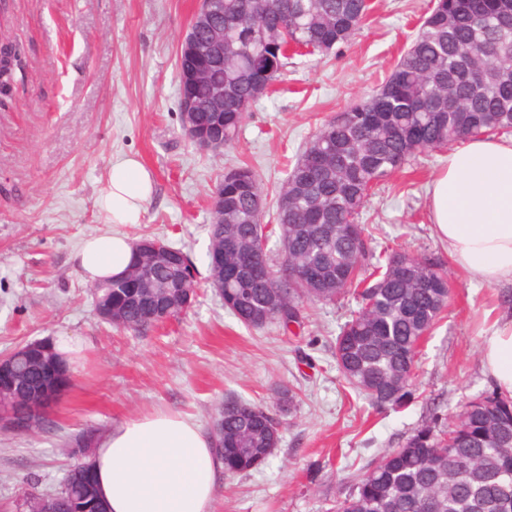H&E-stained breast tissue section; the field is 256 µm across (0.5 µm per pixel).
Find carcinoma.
<instances>
[{"mask_svg":"<svg viewBox=\"0 0 512 512\" xmlns=\"http://www.w3.org/2000/svg\"><path fill=\"white\" fill-rule=\"evenodd\" d=\"M210 26L196 31L201 43L224 30V60L194 87L197 130H211L212 85L224 84V146L231 145L258 89L273 92L289 52L327 54L351 42L363 25L368 0H220ZM507 0H434L415 38L370 97L324 123L306 144L281 185L275 206L281 256L266 249L274 230L262 222L267 198L247 165L224 172V204L210 212L207 281L226 308L246 326L277 323L286 332L302 325L305 304L330 303L347 291L359 307L336 337L334 356L342 376L376 408H401L412 397L419 347L448 305L443 268L426 256L394 251L364 267L367 227L359 223L368 197L417 155L441 151L469 138L512 134V25L497 18ZM172 250L169 261L149 263L134 248L132 277L94 284L95 299L112 301L114 326L145 331L178 319L185 308L170 287L190 258ZM316 267V280L285 276ZM47 345L42 357L18 363L29 383L60 390L71 373L56 369ZM17 414L50 425L25 392L4 394ZM224 433L213 434L227 475L266 463L280 440L279 422L262 406L242 399L218 412ZM88 454L74 459L51 490L57 512H105L96 484L85 479ZM336 512H512V397L485 392L467 400L449 423L416 429L337 502Z\"/></svg>","mask_w":512,"mask_h":512,"instance_id":"cac0c4a2","label":"carcinoma"}]
</instances>
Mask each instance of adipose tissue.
I'll return each instance as SVG.
<instances>
[{"mask_svg":"<svg viewBox=\"0 0 512 512\" xmlns=\"http://www.w3.org/2000/svg\"><path fill=\"white\" fill-rule=\"evenodd\" d=\"M152 191L138 159L113 163L99 201L106 223H139ZM428 193L430 221L452 262L478 283L512 284V140L461 141ZM132 257L130 239L108 233L86 239L74 260L96 281L124 274ZM481 360L498 392L512 397V319L484 337ZM93 470L106 512H213L225 478L224 460L199 423L161 410L112 426Z\"/></svg>","mask_w":512,"mask_h":512,"instance_id":"1","label":"adipose tissue"}]
</instances>
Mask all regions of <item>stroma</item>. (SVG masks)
Masks as SVG:
<instances>
[{"label": "stroma", "mask_w": 512, "mask_h": 512, "mask_svg": "<svg viewBox=\"0 0 512 512\" xmlns=\"http://www.w3.org/2000/svg\"><path fill=\"white\" fill-rule=\"evenodd\" d=\"M353 40L325 55H293L273 96L254 106L235 144L214 156L185 135L177 50L196 0H8L0 36L25 66L0 95V355L62 333L87 344L86 361L49 411L51 427L0 431V512H18L31 476L56 485L83 430L163 409L203 428L225 400L279 413L267 463L225 479L214 512H331L385 450L431 419L493 390L480 346L512 318V285H480L455 267L429 220L427 186L445 163L418 155L373 194L362 214L370 254L427 255L448 273L447 308L421 343L414 400L378 410L340 375L333 357L353 295L307 307L303 326L240 323L207 285L185 317L137 333L94 314L72 261L83 240L117 231L158 237L208 269L210 200L225 169L248 165L275 196L322 122L368 98L410 46L430 0H370ZM151 173L140 223H105L99 197L113 162ZM295 395L290 409L277 394Z\"/></svg>", "instance_id": "obj_1"}]
</instances>
